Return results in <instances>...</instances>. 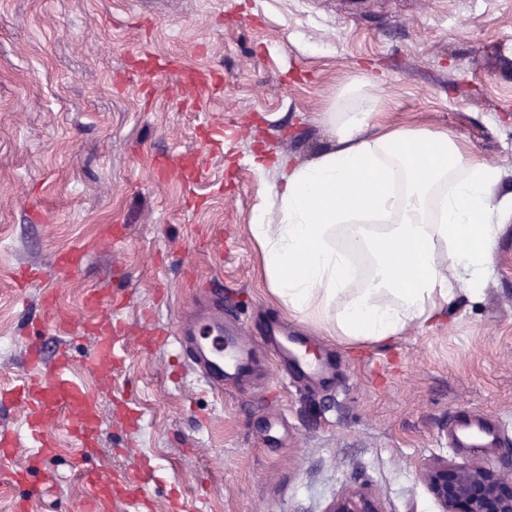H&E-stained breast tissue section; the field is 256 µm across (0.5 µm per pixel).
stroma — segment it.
<instances>
[{
    "instance_id": "1",
    "label": "stroma",
    "mask_w": 512,
    "mask_h": 512,
    "mask_svg": "<svg viewBox=\"0 0 512 512\" xmlns=\"http://www.w3.org/2000/svg\"><path fill=\"white\" fill-rule=\"evenodd\" d=\"M151 56L220 71L224 84L183 91L176 74L146 70ZM367 79L391 125L447 132L505 169L512 191V0H0V386L25 377L34 340L48 360L66 348L99 405L96 454L81 457L47 423L57 451L32 480L54 477L51 493L26 498L0 474V512H73L86 468L114 483L107 512H126L119 479L145 457L155 512L176 492L198 512H327L353 489L382 512H438L425 463L512 473L511 221L482 298L455 300L440 327L348 344L298 322L334 363L331 382L284 383L260 337L286 313L247 229L261 200L249 158L311 160L330 145V103ZM217 125L220 144L206 138ZM183 153L200 157L204 178L155 171L158 156ZM115 226L124 240H111ZM68 249L85 253L73 277L54 269ZM206 281L264 365L220 400L194 375L171 376L178 345L141 342L175 327ZM117 300L129 353L98 377L84 365L96 338L79 328ZM462 409L501 425L495 446L450 447Z\"/></svg>"
}]
</instances>
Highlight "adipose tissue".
Returning a JSON list of instances; mask_svg holds the SVG:
<instances>
[{"instance_id": "1", "label": "adipose tissue", "mask_w": 512, "mask_h": 512, "mask_svg": "<svg viewBox=\"0 0 512 512\" xmlns=\"http://www.w3.org/2000/svg\"><path fill=\"white\" fill-rule=\"evenodd\" d=\"M373 80L349 83L326 113L333 141L269 180L248 226L275 303L348 343L440 325L495 273L512 216L500 167L445 132L393 128Z\"/></svg>"}]
</instances>
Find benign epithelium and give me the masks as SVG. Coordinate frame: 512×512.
I'll return each instance as SVG.
<instances>
[{"label": "benign epithelium", "mask_w": 512, "mask_h": 512, "mask_svg": "<svg viewBox=\"0 0 512 512\" xmlns=\"http://www.w3.org/2000/svg\"><path fill=\"white\" fill-rule=\"evenodd\" d=\"M422 479L440 506V512H512V475L477 463L437 460ZM328 512H381L377 499L351 491L336 500Z\"/></svg>", "instance_id": "benign-epithelium-1"}]
</instances>
